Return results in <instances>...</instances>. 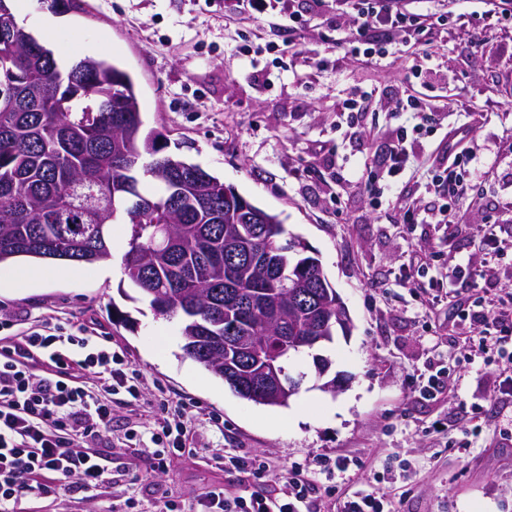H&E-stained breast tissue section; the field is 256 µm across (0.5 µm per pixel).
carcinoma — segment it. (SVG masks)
I'll return each instance as SVG.
<instances>
[{
	"instance_id": "obj_1",
	"label": "carcinoma",
	"mask_w": 512,
	"mask_h": 512,
	"mask_svg": "<svg viewBox=\"0 0 512 512\" xmlns=\"http://www.w3.org/2000/svg\"><path fill=\"white\" fill-rule=\"evenodd\" d=\"M0 264L18 257L102 262L109 226L128 224L124 273L157 314L181 320L182 350L247 401L225 376L231 325L259 336L288 379V362L330 315L336 291L288 298V276L317 272L318 259L283 238L277 214L167 152L145 129L132 77L84 57L63 69L55 50L0 0Z\"/></svg>"
}]
</instances>
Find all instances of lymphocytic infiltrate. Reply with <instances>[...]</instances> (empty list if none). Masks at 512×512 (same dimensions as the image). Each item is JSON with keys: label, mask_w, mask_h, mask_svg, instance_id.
<instances>
[{"label": "lymphocytic infiltrate", "mask_w": 512, "mask_h": 512, "mask_svg": "<svg viewBox=\"0 0 512 512\" xmlns=\"http://www.w3.org/2000/svg\"><path fill=\"white\" fill-rule=\"evenodd\" d=\"M353 11L344 40L355 52L375 58L397 35L432 37L444 15L438 0H421L419 12L392 10L387 0H342ZM468 344L482 353H499L512 338V290L501 289L488 302L464 311L457 324ZM49 361L39 376L33 353ZM99 374L103 385L89 390L85 376ZM138 398V378L127 371V357L109 337L88 329H26L0 338V512H21L35 491L73 493L111 482V473L91 442L112 427V398ZM161 416L150 436L153 469L167 471L172 457L185 448L188 407L160 400ZM328 470L326 459L280 469L274 491L235 497L219 488L202 512H317L312 505L314 476Z\"/></svg>", "instance_id": "obj_1"}]
</instances>
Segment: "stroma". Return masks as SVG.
Masks as SVG:
<instances>
[{"instance_id": "35a3bbf8", "label": "stroma", "mask_w": 512, "mask_h": 512, "mask_svg": "<svg viewBox=\"0 0 512 512\" xmlns=\"http://www.w3.org/2000/svg\"><path fill=\"white\" fill-rule=\"evenodd\" d=\"M18 8L64 63L93 56L127 70L146 128L278 214L320 259L351 318L349 334L324 350L337 388L324 389L304 356L290 365L305 374L299 393L288 406H268L241 399L185 356L178 319L120 293L128 225L110 227L111 260L47 261L53 277L24 289L8 282L29 258L0 265V317L23 329L84 326L111 337L144 383L142 400L114 401L112 432L99 444L113 481L90 492L33 494L23 512H111L128 499L139 512H158L165 492L195 508L215 488L246 497L273 485L276 468L321 457L349 464L318 478L335 488L323 501L327 512L356 491L382 496L396 512H512V441L499 434L494 403L503 362L469 372L455 308L401 276L433 251L455 263L482 257L488 219L512 227V23L478 20L484 6L468 0L471 21L447 19L434 45L396 44L373 61L341 45L326 7L312 9L300 58L279 18L239 17L235 0H82L81 11L62 13L49 31L43 0ZM308 58L317 67L305 66ZM357 87L371 97L351 113L344 102ZM414 99L418 109L400 111ZM404 127L416 160L393 176L378 161ZM452 132L473 157L454 227L407 223L409 205L435 212L446 202L428 168L447 156ZM367 160L384 190L378 200L358 178ZM117 311L133 327L117 324ZM433 374L431 398L419 385ZM160 390L198 414L188 425L190 448L154 474L147 453L122 439L128 428L153 426ZM463 401L481 413L462 412ZM293 412L297 420L285 423ZM251 454L270 463L264 476L216 463Z\"/></svg>"}]
</instances>
